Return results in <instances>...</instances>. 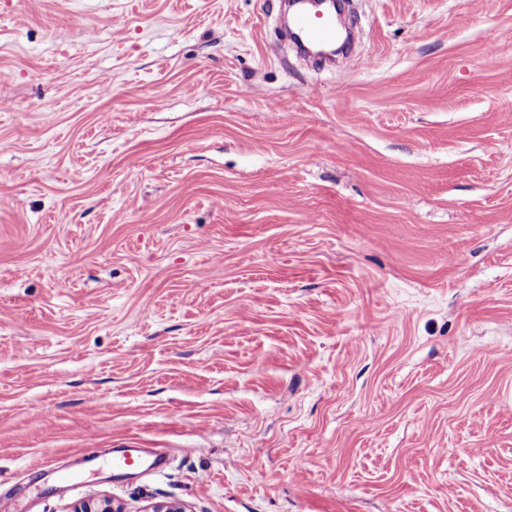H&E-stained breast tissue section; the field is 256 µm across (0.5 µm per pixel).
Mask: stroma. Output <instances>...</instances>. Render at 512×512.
<instances>
[{
    "instance_id": "stroma-1",
    "label": "stroma",
    "mask_w": 512,
    "mask_h": 512,
    "mask_svg": "<svg viewBox=\"0 0 512 512\" xmlns=\"http://www.w3.org/2000/svg\"><path fill=\"white\" fill-rule=\"evenodd\" d=\"M346 10L0 0V512H512V0ZM343 16L320 13L315 9L297 12L293 15L292 27L306 42L332 44L340 28L345 27Z\"/></svg>"
}]
</instances>
